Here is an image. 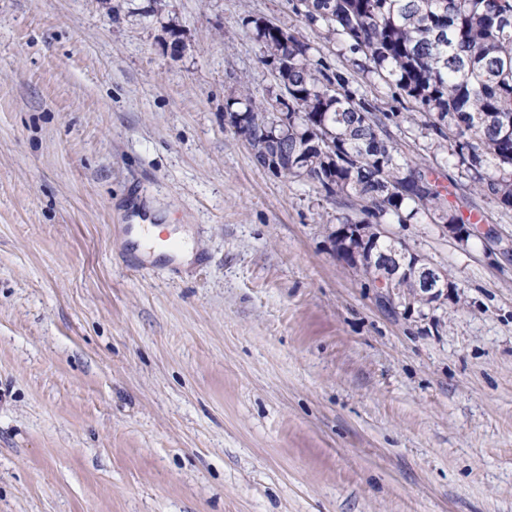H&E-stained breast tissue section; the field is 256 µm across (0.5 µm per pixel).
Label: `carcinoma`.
<instances>
[{"instance_id": "carcinoma-1", "label": "carcinoma", "mask_w": 512, "mask_h": 512, "mask_svg": "<svg viewBox=\"0 0 512 512\" xmlns=\"http://www.w3.org/2000/svg\"><path fill=\"white\" fill-rule=\"evenodd\" d=\"M298 12L342 46L353 69L402 91L473 194L512 210V0H298ZM287 103L249 93L226 106L256 163L305 181L352 214L339 223H471L435 172L399 159L383 116L341 68L297 33L255 22Z\"/></svg>"}]
</instances>
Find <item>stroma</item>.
I'll return each mask as SVG.
<instances>
[{"label":"stroma","instance_id":"35a3bbf8","mask_svg":"<svg viewBox=\"0 0 512 512\" xmlns=\"http://www.w3.org/2000/svg\"><path fill=\"white\" fill-rule=\"evenodd\" d=\"M257 19L342 63L291 0H0V512H512V211L388 225L448 279L410 308L342 261L341 209L225 110L279 91Z\"/></svg>","mask_w":512,"mask_h":512}]
</instances>
